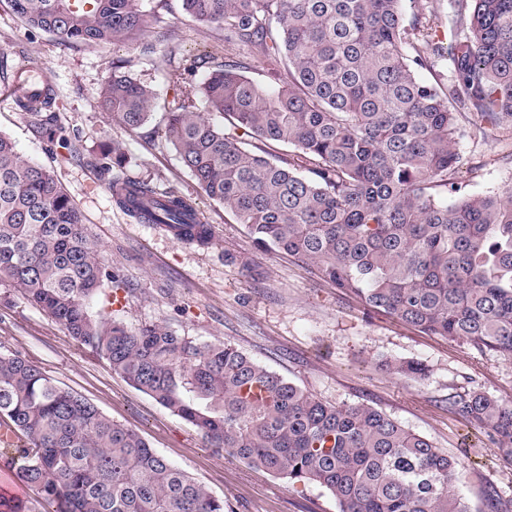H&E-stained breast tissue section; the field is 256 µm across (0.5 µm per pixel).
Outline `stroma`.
Instances as JSON below:
<instances>
[{
  "label": "stroma",
  "mask_w": 512,
  "mask_h": 512,
  "mask_svg": "<svg viewBox=\"0 0 512 512\" xmlns=\"http://www.w3.org/2000/svg\"><path fill=\"white\" fill-rule=\"evenodd\" d=\"M141 32L107 45H70L27 27L0 0V55L8 68L45 73L62 134L75 153L35 137L17 105L16 83L0 79V133L27 159L51 168L78 207L87 238L101 250L111 283L91 303L131 328L165 324L200 342H229L271 371L333 403H368L428 437L464 462L459 489L481 512L484 487L512 500V463L487 432L454 415L448 399L480 391L512 403V361L499 354L423 333L324 281L288 255L258 247L244 225L207 197L163 135V114L180 89L169 73L182 60L243 59L267 82V66L225 45L222 33L189 19L180 0H135ZM121 66L155 89L151 120L131 130L101 110V85ZM120 143L124 173L192 202L214 238L198 246L174 240L128 217L112 200L99 154ZM457 147L464 164L456 181L471 195L512 190V135L464 124ZM0 352L18 353L106 416L139 433L160 455L229 504V512H336L334 499L311 484L291 485L209 448L184 421L75 343L65 329L11 289L0 287ZM415 361L418 379L391 375L386 363Z\"/></svg>",
  "instance_id": "35a3bbf8"
}]
</instances>
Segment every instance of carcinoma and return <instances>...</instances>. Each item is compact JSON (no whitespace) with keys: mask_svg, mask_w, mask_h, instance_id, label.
I'll list each match as a JSON object with an SVG mask.
<instances>
[{"mask_svg":"<svg viewBox=\"0 0 512 512\" xmlns=\"http://www.w3.org/2000/svg\"><path fill=\"white\" fill-rule=\"evenodd\" d=\"M7 2L29 28L69 44L114 43L143 26L134 0ZM434 2L408 21L402 0H182L194 22L265 61L274 78L252 79L239 60L213 64L173 100L164 135L258 246L315 268L368 309L509 361L512 192L465 195L455 173L463 122L512 129V0H454L446 44L432 34ZM441 59L445 81L418 77ZM17 104L36 136L67 144L50 90ZM99 104L134 130L152 118L155 93L116 68ZM270 142L294 153L273 160ZM123 165L119 147L102 152L116 205L178 242L210 244L212 227L190 201ZM110 281L54 173L0 134L1 286L210 447L324 489L337 512H472L455 490L465 466L425 436L367 403L324 402L228 342L95 315L90 301ZM388 368L424 375L413 361ZM449 407L512 462V403L473 391ZM0 420L18 441L11 467L43 512H227L224 498L18 353L0 352ZM484 497L490 512H512L494 488Z\"/></svg>","mask_w":512,"mask_h":512,"instance_id":"carcinoma-1","label":"carcinoma"}]
</instances>
